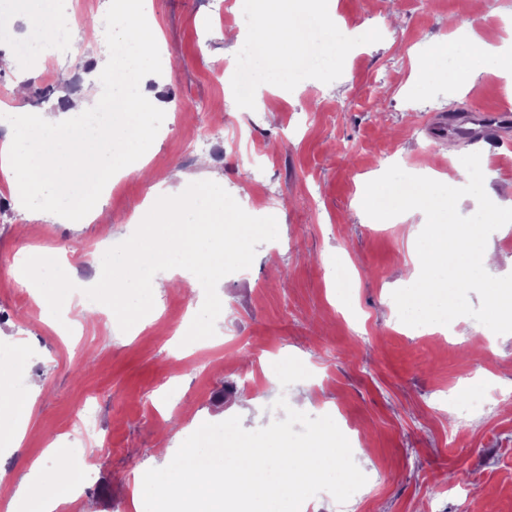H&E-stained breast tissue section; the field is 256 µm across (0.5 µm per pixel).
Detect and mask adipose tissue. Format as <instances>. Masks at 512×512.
<instances>
[{
	"mask_svg": "<svg viewBox=\"0 0 512 512\" xmlns=\"http://www.w3.org/2000/svg\"><path fill=\"white\" fill-rule=\"evenodd\" d=\"M247 2L252 26L248 33L233 34V41L248 43L253 53L271 56L275 74L293 71L296 53L305 43V34L297 24V12L289 8L288 0ZM151 5L152 0H123L121 7L112 10V29L123 34L131 52L108 54L98 67V78L104 83L118 78L127 69L135 71L133 133L126 144L141 154L149 150L154 135L149 116L158 107L144 89L149 75L143 64L156 43L157 33L138 24ZM28 13L24 38L34 48L44 46L49 33L68 29L50 0H29ZM97 109L96 100L75 94L67 114L44 109L35 113L32 120H17L15 134L0 146V171L10 174L21 201L36 202L42 212L67 224L107 223L108 217L102 209L76 201L77 188L101 176L100 170L83 163L92 142L78 123L84 113ZM167 199V187L160 183L152 186L143 209L155 217L153 232L147 244H134L129 256L113 259L109 268L113 284L161 294L167 286L163 271L177 257L195 264V276L188 281L193 288L198 280L219 275L225 251L245 253L256 227L237 216L225 218L223 181L207 182L198 198L187 200V207L197 214L193 220L171 218Z\"/></svg>",
	"mask_w": 512,
	"mask_h": 512,
	"instance_id": "obj_1",
	"label": "adipose tissue"
}]
</instances>
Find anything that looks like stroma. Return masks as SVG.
I'll list each match as a JSON object with an SVG mask.
<instances>
[{
  "instance_id": "obj_1",
  "label": "stroma",
  "mask_w": 512,
  "mask_h": 512,
  "mask_svg": "<svg viewBox=\"0 0 512 512\" xmlns=\"http://www.w3.org/2000/svg\"><path fill=\"white\" fill-rule=\"evenodd\" d=\"M25 0H0V53L15 68L0 72V107L14 105L27 83L29 113L59 107L70 93L95 96L92 77L104 51L121 37L108 21L111 0H61L77 22L75 43L49 40L30 53L19 19ZM347 37L338 62L265 87L266 102L236 97L235 66L247 44L230 46L228 31L252 22L237 0H152L150 27L162 41L146 85L163 108L152 116L147 166L178 170L186 192L211 177L246 223L263 225L248 244L243 268L223 267L204 295L173 288L127 308L123 289L95 296L85 322L80 293L43 286L30 276L16 291L21 254L92 266L93 252L126 256L148 231L140 219L151 185L136 176L91 196L110 224H63L19 205L0 174V349L24 363L13 387L35 377L26 433L12 395L0 394V512H29L54 487L47 451L68 443L76 412L94 408L101 436H88L98 468L84 494L60 495L55 512H135L134 474L167 466L160 445L179 448L203 423L240 416L259 429L284 419L279 397L307 389L310 416L330 415L354 434L353 458L366 475L352 505L322 492L300 512H512V336H489L460 317L455 333L411 331L392 293L413 272L406 227L369 218L367 182L391 165L459 180L460 158L480 152L485 190L512 184V128L506 143L475 146L439 133L448 113L512 110V89L492 64L476 82L417 80L413 62L446 42L449 21L470 25L488 46L512 40V0L472 11L470 0H326ZM376 40H369V33ZM288 361L281 381L273 364ZM487 370L490 406L465 418L445 412L452 393Z\"/></svg>"
}]
</instances>
